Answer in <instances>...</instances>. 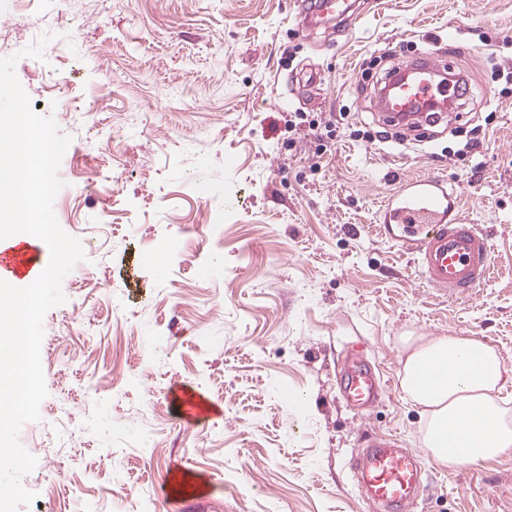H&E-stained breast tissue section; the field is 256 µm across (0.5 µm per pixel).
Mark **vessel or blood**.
<instances>
[{
    "mask_svg": "<svg viewBox=\"0 0 512 512\" xmlns=\"http://www.w3.org/2000/svg\"><path fill=\"white\" fill-rule=\"evenodd\" d=\"M305 23L331 27L345 20L349 0H300ZM456 74L441 70L433 52L390 74L379 91V106L389 119L414 114V128L438 124L455 111L460 92ZM380 212L386 224L401 226L395 242L414 253L424 287L459 302L473 298L497 262L488 235L468 222L461 194L436 173L407 179L386 196ZM41 252L19 244L0 251V275L27 281L37 275ZM342 393L352 406L366 410L387 393L373 366L347 358ZM364 496L379 512H414L424 474L423 454L401 447L392 437L367 439L364 451L349 464Z\"/></svg>",
    "mask_w": 512,
    "mask_h": 512,
    "instance_id": "obj_1",
    "label": "vessel or blood"
}]
</instances>
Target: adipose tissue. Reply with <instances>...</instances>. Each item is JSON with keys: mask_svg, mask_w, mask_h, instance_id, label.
<instances>
[{"mask_svg": "<svg viewBox=\"0 0 512 512\" xmlns=\"http://www.w3.org/2000/svg\"><path fill=\"white\" fill-rule=\"evenodd\" d=\"M400 387L425 420L422 443L438 466L479 465L512 448V417L497 349L467 336L401 338Z\"/></svg>", "mask_w": 512, "mask_h": 512, "instance_id": "1", "label": "adipose tissue"}]
</instances>
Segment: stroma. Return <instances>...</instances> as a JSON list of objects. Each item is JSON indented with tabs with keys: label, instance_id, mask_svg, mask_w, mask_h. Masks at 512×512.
Wrapping results in <instances>:
<instances>
[{
	"label": "stroma",
	"instance_id": "obj_1",
	"mask_svg": "<svg viewBox=\"0 0 512 512\" xmlns=\"http://www.w3.org/2000/svg\"><path fill=\"white\" fill-rule=\"evenodd\" d=\"M352 3L338 30L298 37L295 0H52L37 17L0 0V56L72 138L54 211L85 251L44 318L48 396L19 434L37 497L18 512H375L351 457L370 436L422 446L406 332L495 346L512 409V95L490 78L512 68V0ZM75 27L74 50L24 56ZM425 49L469 78L463 133L375 140L378 77ZM297 112L338 114L328 151ZM428 172L498 256L462 304L377 229L386 194ZM353 354L390 386L363 415L339 391ZM424 467L416 512H512V449Z\"/></svg>",
	"mask_w": 512,
	"mask_h": 512
}]
</instances>
